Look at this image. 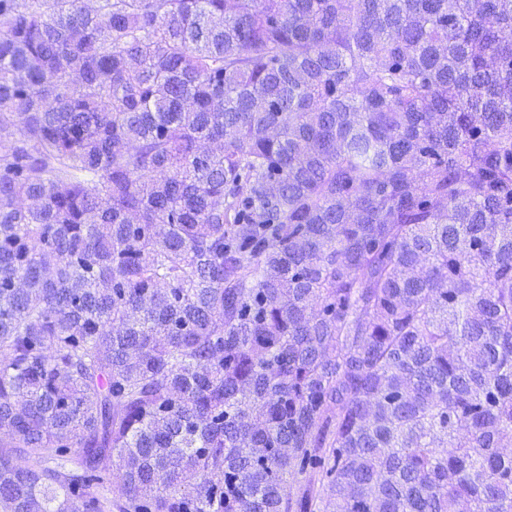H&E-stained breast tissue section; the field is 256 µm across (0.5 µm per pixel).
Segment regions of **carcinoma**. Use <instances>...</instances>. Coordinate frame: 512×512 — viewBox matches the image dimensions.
Instances as JSON below:
<instances>
[{
    "label": "carcinoma",
    "instance_id": "cac0c4a2",
    "mask_svg": "<svg viewBox=\"0 0 512 512\" xmlns=\"http://www.w3.org/2000/svg\"><path fill=\"white\" fill-rule=\"evenodd\" d=\"M509 448L512 0H0V512H512Z\"/></svg>",
    "mask_w": 512,
    "mask_h": 512
}]
</instances>
